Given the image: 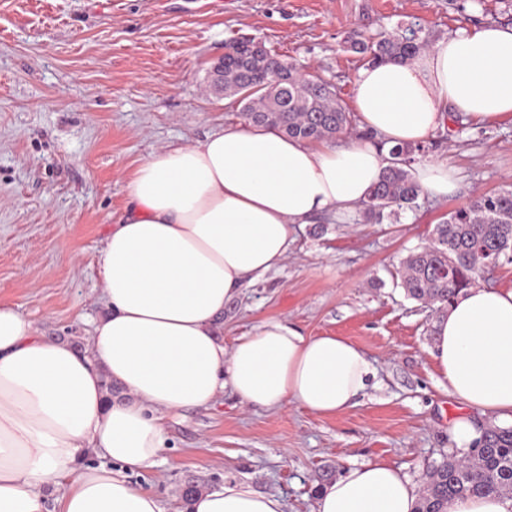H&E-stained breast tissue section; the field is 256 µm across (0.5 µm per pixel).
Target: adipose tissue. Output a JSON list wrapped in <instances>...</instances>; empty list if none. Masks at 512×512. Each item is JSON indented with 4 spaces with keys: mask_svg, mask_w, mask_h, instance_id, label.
Returning a JSON list of instances; mask_svg holds the SVG:
<instances>
[{
    "mask_svg": "<svg viewBox=\"0 0 512 512\" xmlns=\"http://www.w3.org/2000/svg\"><path fill=\"white\" fill-rule=\"evenodd\" d=\"M363 138L335 145L252 124L149 153L127 183L98 274L104 311L86 351L38 335L0 304V512H167L132 483L166 446V416L232 388L249 407L290 403L331 418L353 407L372 364L350 340L269 319L225 346L217 320L278 270L297 227L352 220L392 147L425 141L448 115L512 116V27L463 28L412 61L359 69ZM438 373L469 412L512 420V289L474 285L433 327ZM123 394L108 398L105 381ZM94 452L98 463L86 462ZM417 491L384 461L349 466L313 512H412ZM189 512H286L245 481L206 486Z\"/></svg>",
    "mask_w": 512,
    "mask_h": 512,
    "instance_id": "obj_1",
    "label": "adipose tissue"
}]
</instances>
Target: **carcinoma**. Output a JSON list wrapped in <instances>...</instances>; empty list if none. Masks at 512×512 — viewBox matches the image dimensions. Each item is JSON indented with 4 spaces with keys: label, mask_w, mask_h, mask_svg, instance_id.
<instances>
[{
    "label": "carcinoma",
    "mask_w": 512,
    "mask_h": 512,
    "mask_svg": "<svg viewBox=\"0 0 512 512\" xmlns=\"http://www.w3.org/2000/svg\"><path fill=\"white\" fill-rule=\"evenodd\" d=\"M349 43L371 65L406 63L424 50L411 26L369 38L355 32ZM223 60L224 68L209 75L211 86L223 87L247 122L309 141L351 131L354 115L330 83L259 48L256 38L229 40ZM424 151L420 143L389 150L392 161L363 203L364 222L381 224L418 207L422 190L412 176V163ZM511 254L512 190H504L449 213L435 226L431 243L400 262L396 280L408 297L439 312L472 286L487 262ZM488 495L512 497V426L486 429L467 452L454 451L427 472L414 512H445L452 497Z\"/></svg>",
    "instance_id": "obj_1"
}]
</instances>
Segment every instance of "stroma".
I'll use <instances>...</instances> for the list:
<instances>
[{"instance_id":"1","label":"stroma","mask_w":512,"mask_h":512,"mask_svg":"<svg viewBox=\"0 0 512 512\" xmlns=\"http://www.w3.org/2000/svg\"><path fill=\"white\" fill-rule=\"evenodd\" d=\"M512 25V0H0V303L39 333L86 342L101 314L98 260L125 213L126 183L150 152L239 121L208 87L228 40L248 35L329 81L351 102L360 55L344 40L414 24L434 42L458 28ZM455 168L457 190L422 196L396 223L323 217L295 233L282 267L224 309L225 345L267 319L336 334L373 363L355 406L332 418L294 404L245 408L232 390L167 422L168 446L134 483L180 512L181 489L246 481L288 512H312L320 486L355 463L385 460L414 486L457 441L461 416L432 356L435 313L394 283L435 224L478 196L512 189V116L463 119L426 141Z\"/></svg>"}]
</instances>
